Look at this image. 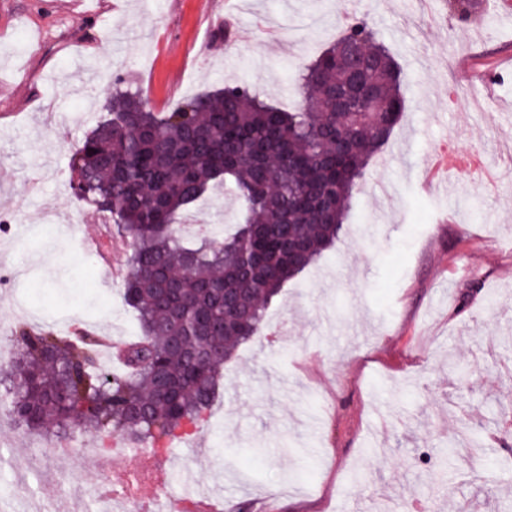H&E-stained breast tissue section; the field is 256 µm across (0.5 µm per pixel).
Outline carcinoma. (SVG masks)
<instances>
[{
	"instance_id": "obj_1",
	"label": "carcinoma",
	"mask_w": 512,
	"mask_h": 512,
	"mask_svg": "<svg viewBox=\"0 0 512 512\" xmlns=\"http://www.w3.org/2000/svg\"><path fill=\"white\" fill-rule=\"evenodd\" d=\"M296 86L293 112L244 82L157 112L116 81L112 118L72 154L73 189L91 203L111 198L105 213L128 240L124 297L141 336L116 373L98 364L90 332L16 329L18 421L131 433L153 448L190 436L189 424L203 427L224 362L258 337L267 305L342 233L355 190L407 108L398 66L363 18L303 66ZM219 183L240 204L236 232L184 246L177 219ZM200 315L212 319L214 350L197 363L185 336ZM130 405L147 417L130 423Z\"/></svg>"
}]
</instances>
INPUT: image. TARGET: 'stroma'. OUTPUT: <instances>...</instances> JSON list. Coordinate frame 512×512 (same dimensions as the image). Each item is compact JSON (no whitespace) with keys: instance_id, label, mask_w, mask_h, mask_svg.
<instances>
[{"instance_id":"stroma-1","label":"stroma","mask_w":512,"mask_h":512,"mask_svg":"<svg viewBox=\"0 0 512 512\" xmlns=\"http://www.w3.org/2000/svg\"><path fill=\"white\" fill-rule=\"evenodd\" d=\"M344 9L400 66L409 107L388 164L370 163L346 232L225 362L221 398L171 445L157 494L220 490L224 512H495L512 502V473L492 465L494 420L512 416V9L450 30L426 22L449 0H0V351L17 355L18 325L119 345L139 333L124 279L81 243L120 233L70 189L72 152L115 79L159 111L241 81L291 109L294 71L336 40ZM469 55L498 80L463 83L481 111L448 110ZM51 111L69 117L67 135ZM451 140L510 179L493 194L431 190L424 167ZM238 211L220 185L190 209L219 239ZM464 420L485 445L441 459ZM43 436L0 409V512H63L69 478L108 471L107 454L38 462Z\"/></svg>"}]
</instances>
